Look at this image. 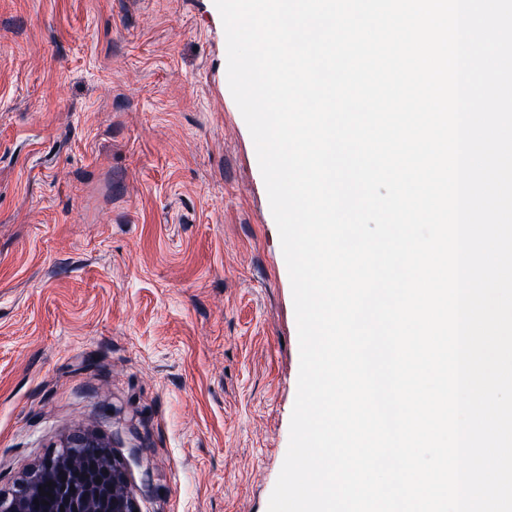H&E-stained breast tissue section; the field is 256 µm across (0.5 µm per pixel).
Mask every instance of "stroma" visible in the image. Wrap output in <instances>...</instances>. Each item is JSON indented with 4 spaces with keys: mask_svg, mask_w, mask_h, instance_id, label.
<instances>
[{
    "mask_svg": "<svg viewBox=\"0 0 512 512\" xmlns=\"http://www.w3.org/2000/svg\"><path fill=\"white\" fill-rule=\"evenodd\" d=\"M214 0H0V489L73 431L138 512H267L299 344Z\"/></svg>",
    "mask_w": 512,
    "mask_h": 512,
    "instance_id": "35a3bbf8",
    "label": "stroma"
}]
</instances>
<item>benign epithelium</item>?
<instances>
[{
  "instance_id": "benign-epithelium-1",
  "label": "benign epithelium",
  "mask_w": 512,
  "mask_h": 512,
  "mask_svg": "<svg viewBox=\"0 0 512 512\" xmlns=\"http://www.w3.org/2000/svg\"><path fill=\"white\" fill-rule=\"evenodd\" d=\"M97 448L96 456L85 453ZM52 486H47V482ZM51 496L41 495V491ZM47 504H34V500ZM125 471L95 434H70L42 461L0 490V512H134Z\"/></svg>"
}]
</instances>
